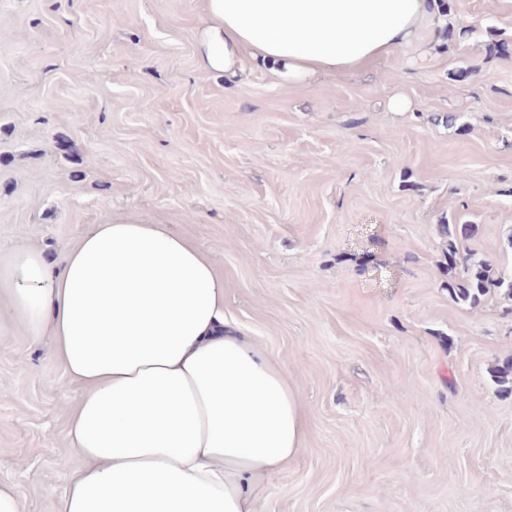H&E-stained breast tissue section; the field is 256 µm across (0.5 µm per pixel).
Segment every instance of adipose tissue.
I'll return each instance as SVG.
<instances>
[{"instance_id": "ef3b65f1", "label": "adipose tissue", "mask_w": 512, "mask_h": 512, "mask_svg": "<svg viewBox=\"0 0 512 512\" xmlns=\"http://www.w3.org/2000/svg\"><path fill=\"white\" fill-rule=\"evenodd\" d=\"M430 0H205L198 66L244 58L279 81L360 72L414 42ZM9 321L51 332L83 393L67 441L85 465L55 512H255L305 447L280 364L224 315V281L163 224L114 221L58 262L23 247L0 264Z\"/></svg>"}]
</instances>
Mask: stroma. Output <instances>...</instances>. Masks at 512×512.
I'll return each instance as SVG.
<instances>
[{
	"label": "stroma",
	"instance_id": "1",
	"mask_svg": "<svg viewBox=\"0 0 512 512\" xmlns=\"http://www.w3.org/2000/svg\"><path fill=\"white\" fill-rule=\"evenodd\" d=\"M365 71L202 72L203 0H0V259L165 224L288 374L305 449L256 512H512V301L448 293L440 223L512 267V0H452ZM467 28L461 38L449 29ZM408 108L390 110L393 97ZM460 113V128L432 124ZM51 334L0 328V483L54 512L83 465Z\"/></svg>",
	"mask_w": 512,
	"mask_h": 512
}]
</instances>
